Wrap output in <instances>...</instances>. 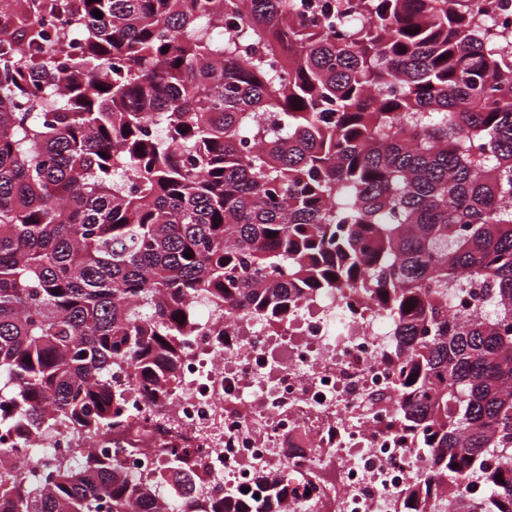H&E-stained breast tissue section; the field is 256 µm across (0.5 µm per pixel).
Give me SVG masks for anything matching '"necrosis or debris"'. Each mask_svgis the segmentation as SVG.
Wrapping results in <instances>:
<instances>
[{"mask_svg": "<svg viewBox=\"0 0 512 512\" xmlns=\"http://www.w3.org/2000/svg\"><path fill=\"white\" fill-rule=\"evenodd\" d=\"M298 320L294 333L235 322L236 344L224 350L212 334L197 336L167 405L165 430H156L138 397L129 402L130 421L153 431L156 443L203 458L229 487L249 486L256 471L287 480L332 456V486L298 487L285 512H398L399 490L426 462L395 437V407L387 399L393 377L382 358L387 329L348 318L333 295L305 302ZM366 390L383 400L365 416L359 399ZM74 446L62 430L0 436V447L17 449L30 473L70 458Z\"/></svg>", "mask_w": 512, "mask_h": 512, "instance_id": "4bbe7bcc", "label": "necrosis or debris"}]
</instances>
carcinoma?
I'll use <instances>...</instances> for the list:
<instances>
[{
  "mask_svg": "<svg viewBox=\"0 0 512 512\" xmlns=\"http://www.w3.org/2000/svg\"><path fill=\"white\" fill-rule=\"evenodd\" d=\"M471 279L484 316L450 310ZM331 294L389 325L397 429L430 457L401 512L435 481L512 512V34L472 0H4L0 428L136 456L124 407L165 408L197 308L281 328ZM81 449L41 478L0 449V512H265L159 504Z\"/></svg>",
  "mask_w": 512,
  "mask_h": 512,
  "instance_id": "carcinoma-1",
  "label": "carcinoma"
}]
</instances>
